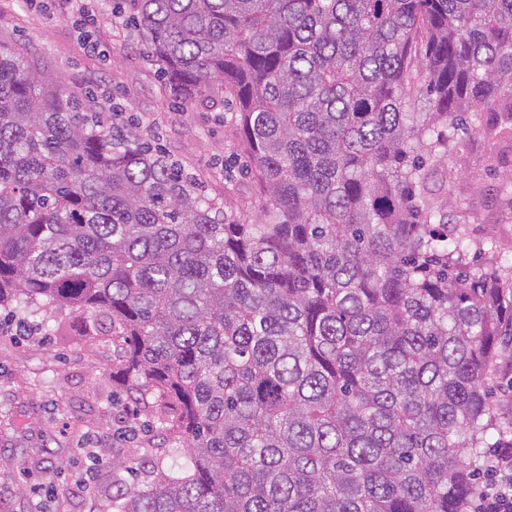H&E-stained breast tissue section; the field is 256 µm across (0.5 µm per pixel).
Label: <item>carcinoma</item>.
<instances>
[{
  "mask_svg": "<svg viewBox=\"0 0 512 512\" xmlns=\"http://www.w3.org/2000/svg\"><path fill=\"white\" fill-rule=\"evenodd\" d=\"M114 5L172 90L235 100L265 201L226 221L132 126L0 54V306L102 321L185 441V476L151 448L99 512H469L512 270L470 269L501 242L471 238L483 175L458 199L445 158L459 131L496 173L512 143V0Z\"/></svg>",
  "mask_w": 512,
  "mask_h": 512,
  "instance_id": "obj_1",
  "label": "carcinoma"
}]
</instances>
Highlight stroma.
<instances>
[{"instance_id":"stroma-1","label":"stroma","mask_w":512,"mask_h":512,"mask_svg":"<svg viewBox=\"0 0 512 512\" xmlns=\"http://www.w3.org/2000/svg\"><path fill=\"white\" fill-rule=\"evenodd\" d=\"M112 0H92L91 24L77 6L57 0H0V53L31 52L43 59L54 85L93 94L104 111L135 117L144 138L162 144L220 198L233 221L255 214L263 200L246 174L249 158L234 121L235 105L220 87L198 93L188 107L166 92L145 39ZM498 177L485 178L484 206L473 235L500 239V265L512 267V223L497 195ZM487 385L506 439H512V342ZM34 416L31 428L0 426V512H98L112 491L111 456L93 460L84 449L104 440L114 453L140 462L149 446L175 447L164 405L133 409L127 384L112 368L103 336L80 333L79 315L48 306L24 331H0V417ZM89 479L94 496L78 493Z\"/></svg>"}]
</instances>
